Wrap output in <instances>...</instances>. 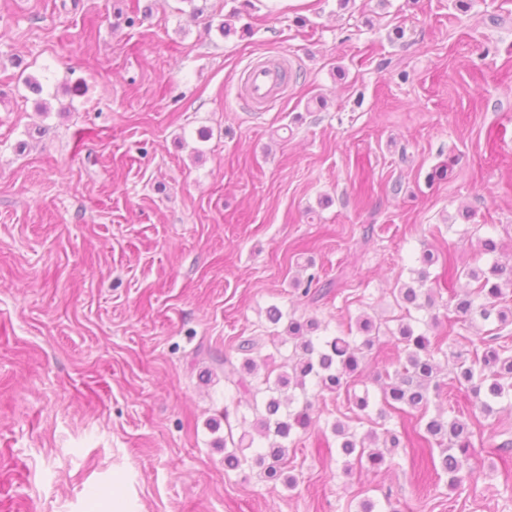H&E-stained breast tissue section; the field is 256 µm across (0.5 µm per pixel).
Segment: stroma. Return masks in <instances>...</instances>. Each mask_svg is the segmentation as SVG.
Segmentation results:
<instances>
[{
  "label": "stroma",
  "mask_w": 512,
  "mask_h": 512,
  "mask_svg": "<svg viewBox=\"0 0 512 512\" xmlns=\"http://www.w3.org/2000/svg\"><path fill=\"white\" fill-rule=\"evenodd\" d=\"M281 57L283 92L247 103L248 68ZM430 244L512 261V0H0V512H512L507 407L453 489L401 448L345 471L332 424L370 423L330 393L294 486L224 466L248 408L213 357L276 334L273 306L397 329ZM428 272L419 330L470 348L489 323L449 326ZM312 274L316 302L292 285ZM397 358L382 337L353 389L380 401ZM429 273L423 267L417 272V277L405 282L397 289L398 298L406 306L408 315L409 307L417 311H428L435 304L434 292L427 286Z\"/></svg>",
  "instance_id": "obj_1"
}]
</instances>
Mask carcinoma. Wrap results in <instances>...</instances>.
Instances as JSON below:
<instances>
[{
	"label": "carcinoma",
	"instance_id": "cac0c4a2",
	"mask_svg": "<svg viewBox=\"0 0 512 512\" xmlns=\"http://www.w3.org/2000/svg\"><path fill=\"white\" fill-rule=\"evenodd\" d=\"M439 260L449 284L462 275L476 284L461 292L450 289L454 323H471L480 318L502 326L512 324V307L504 305L505 298L512 293L511 265L495 261L464 272L458 269L452 255L441 257L430 248L422 252L424 268L417 272V277L397 289L398 298L406 307L417 311L432 309L435 298L427 286L426 267ZM318 330L319 323L314 319L288 318L286 333L291 349L282 356L276 374L270 369L259 372V364H267L265 359L257 362L263 346V338L259 336L240 337L237 351L242 355L241 364H235L227 356L219 360L224 380L233 386L230 398L248 404L255 415L250 424L242 420L249 428L242 429L239 437L228 433L231 447L224 448L228 468L254 464L262 468L266 481H282L291 487L294 478L285 475L283 464L293 435L316 424L312 399L324 393L345 392L353 409L369 415V392L352 393L349 382L359 372L367 352L379 342L382 323L361 315L355 320L353 332L320 336ZM392 337L401 357L394 373L377 375L382 392L379 419L427 412L440 355L451 364L452 380L467 393L471 415L461 420L439 413L424 424L418 420L399 431L387 429L382 438L373 429L361 433L337 421L332 425V433L336 436V447L345 457L344 471L351 470L354 464L379 470L388 464L384 449L403 446L412 451L410 461L417 478L422 480L432 472L441 471L448 475V486L455 488L462 481L461 471L470 457L474 430L482 427L480 418L495 415L499 403L512 400V346L501 344L498 337L491 336L481 341V348L471 352L445 351V337L428 336L408 322L400 323Z\"/></svg>",
	"mask_w": 512,
	"mask_h": 512
}]
</instances>
